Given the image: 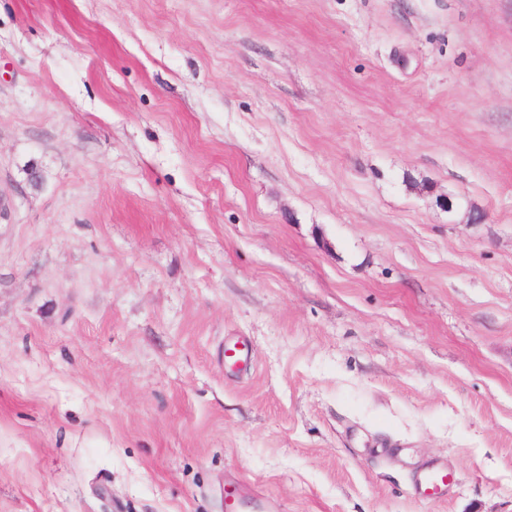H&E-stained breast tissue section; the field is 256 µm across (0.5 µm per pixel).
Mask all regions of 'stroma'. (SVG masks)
Returning a JSON list of instances; mask_svg holds the SVG:
<instances>
[{
  "mask_svg": "<svg viewBox=\"0 0 512 512\" xmlns=\"http://www.w3.org/2000/svg\"><path fill=\"white\" fill-rule=\"evenodd\" d=\"M233 480L512 512V0H0V512ZM452 479L453 473L448 470V467L432 464L416 472L414 485L423 497L441 500L447 495L448 485Z\"/></svg>",
  "mask_w": 512,
  "mask_h": 512,
  "instance_id": "obj_1",
  "label": "stroma"
}]
</instances>
